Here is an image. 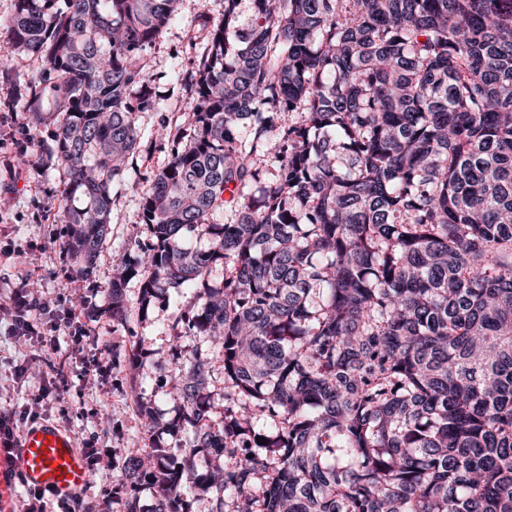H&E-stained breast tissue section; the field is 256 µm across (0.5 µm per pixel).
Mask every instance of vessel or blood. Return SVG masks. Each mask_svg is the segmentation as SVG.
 I'll return each mask as SVG.
<instances>
[{"instance_id":"vessel-or-blood-1","label":"vessel or blood","mask_w":512,"mask_h":512,"mask_svg":"<svg viewBox=\"0 0 512 512\" xmlns=\"http://www.w3.org/2000/svg\"><path fill=\"white\" fill-rule=\"evenodd\" d=\"M89 481L86 458L70 434L53 423L28 425L16 450L0 448V512H13L18 485L65 497Z\"/></svg>"}]
</instances>
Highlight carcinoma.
<instances>
[{
	"label": "carcinoma",
	"mask_w": 512,
	"mask_h": 512,
	"mask_svg": "<svg viewBox=\"0 0 512 512\" xmlns=\"http://www.w3.org/2000/svg\"><path fill=\"white\" fill-rule=\"evenodd\" d=\"M181 2L15 0L7 44L41 58L31 99L59 115L40 148L78 279ZM206 38L189 129L139 188L143 235L106 292L122 327L129 280L143 317L196 290L200 341L185 364L123 354L177 379L173 419L139 401L123 512H193L189 488L203 512H512V0H224Z\"/></svg>",
	"instance_id": "1"
}]
</instances>
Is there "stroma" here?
Listing matches in <instances>:
<instances>
[{"mask_svg":"<svg viewBox=\"0 0 512 512\" xmlns=\"http://www.w3.org/2000/svg\"><path fill=\"white\" fill-rule=\"evenodd\" d=\"M224 13V0H183L178 18L163 32L148 57L160 78L156 83L161 96V109L144 112L138 118L143 131L141 151L131 161L128 186L112 190L111 232L97 258L94 281L79 282L71 277L73 264L60 246L62 225L59 221L61 171L51 160L39 165H21V153H35L36 142H28L26 150H18L25 119L20 107L27 102L28 77L38 71L42 62L36 55L18 52L0 45V156L13 161L12 176L0 175V242L13 244L17 255L13 263L0 265V306L9 302L10 293L20 283L29 291L51 298L67 291L76 311L85 322L87 334L82 344H74L68 330H60L55 346L43 357L33 356L29 340L0 335V410H18L31 396L32 383L52 369L71 365L84 358L93 365L89 375L72 377L68 385L59 386L45 413L67 432H78L97 438L100 447L112 456L113 480L121 479L131 448L147 445L146 426L137 403H151L156 415L164 420L174 417V383L157 382L150 368L132 373L125 364L115 361V354L128 351L133 341L164 353L171 344H179L182 358H190L196 337L184 336L172 341L174 327L182 314L195 301L192 290H182L170 301L156 304L148 318H140L137 298L138 280H130L125 293L128 300L130 326H114L104 311V290L112 278V269L128 253L142 231L138 197L132 183L149 184L168 160L170 146L156 141L154 131L163 124L185 126L188 91L171 75L172 66L189 69L194 56L202 50L206 28L219 23ZM29 365L32 379L15 382V365ZM138 382H131V375Z\"/></svg>","mask_w":512,"mask_h":512,"instance_id":"stroma-1","label":"stroma"}]
</instances>
